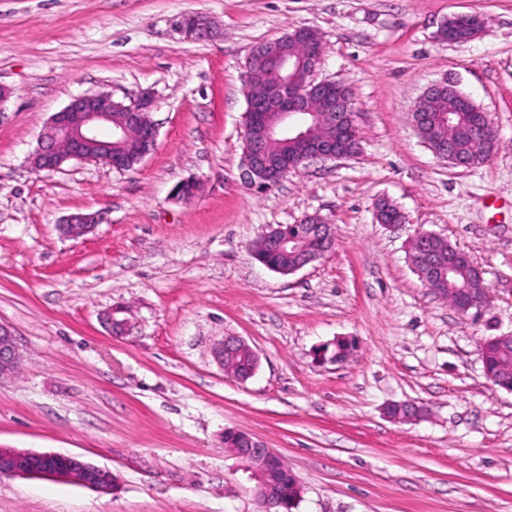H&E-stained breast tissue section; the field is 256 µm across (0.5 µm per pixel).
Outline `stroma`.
<instances>
[{
  "mask_svg": "<svg viewBox=\"0 0 512 512\" xmlns=\"http://www.w3.org/2000/svg\"><path fill=\"white\" fill-rule=\"evenodd\" d=\"M479 14L465 44L440 22ZM186 14L218 36L184 39ZM299 27L324 42L318 78L352 90L360 150L306 162L260 191L240 180L245 61ZM448 80L490 114L480 166L438 160L410 124ZM0 323L22 366L0 381V448L78 455L109 493L74 480L0 477V512H255L224 446L245 431L282 456L294 512H512V392L487 379L482 339L512 332V0H0ZM99 90L150 93L158 136L128 171L29 159L48 119ZM201 181L191 201L183 180ZM405 217L377 223L378 201ZM98 212L89 233L60 224ZM320 215L332 252L290 275L251 255L271 228ZM429 231L482 267L491 301L460 315L413 270ZM122 308L129 331L104 315ZM243 340L248 380L215 361ZM340 338L357 350L317 363ZM423 404L413 421L386 408Z\"/></svg>",
  "mask_w": 512,
  "mask_h": 512,
  "instance_id": "obj_1",
  "label": "stroma"
}]
</instances>
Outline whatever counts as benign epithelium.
Segmentation results:
<instances>
[{
  "label": "benign epithelium",
  "mask_w": 512,
  "mask_h": 512,
  "mask_svg": "<svg viewBox=\"0 0 512 512\" xmlns=\"http://www.w3.org/2000/svg\"><path fill=\"white\" fill-rule=\"evenodd\" d=\"M177 30L183 38L190 40H211L218 36L212 22L203 21L195 15L182 16L177 23ZM250 55L262 60L270 78L246 92L247 111L261 117L263 134L254 137L244 135L245 183L256 187L269 186L283 178L288 171L297 168V162L293 160L278 168H266L264 157L267 143L277 135L311 144L306 154L309 161L346 158L336 148L316 144L312 140V125L325 120L336 123L350 134L357 133L353 100L328 103L319 112L309 104L310 97L329 84L327 80L318 81L314 78L322 57L321 40L308 43L307 67L303 71L299 70V64L293 56L283 52L281 45L273 42L255 46ZM113 102L114 98L109 92L87 93L73 98L61 111L54 113L39 136V146L31 157L33 167L39 171H56L65 162L74 159L121 170L123 166L113 158V146L134 132L147 141L145 154H150L157 139L156 125L148 117L152 98L143 96L131 102L128 112L119 120L112 117ZM432 152L454 168L467 167L466 163L455 157L446 142L432 148ZM99 221L100 215L95 213L71 214L64 220L61 229L65 235L77 238L89 232ZM301 223L306 225L308 233L326 238L328 247L334 246L330 225L322 217L308 215ZM414 241L417 242L415 262L420 268L421 280L428 285L440 271L430 249L429 233L417 234ZM488 301V294L476 297L468 290L458 295L453 305L460 313L468 314L473 310H483ZM117 314V310L109 312L106 324L111 334L122 337L128 331L129 321L117 317ZM242 345L244 341L226 337L214 345L213 356L222 365L225 358L237 353ZM21 361L22 355L13 332L0 324V379L15 376ZM240 444L241 447L234 449V454L252 466L255 478H261L260 463L275 456L276 452L244 431L241 432ZM78 472L85 477L82 485L96 491L110 492L116 486V478L111 470L77 456L4 449L0 451V476L68 480Z\"/></svg>",
  "instance_id": "7a95c632"
}]
</instances>
